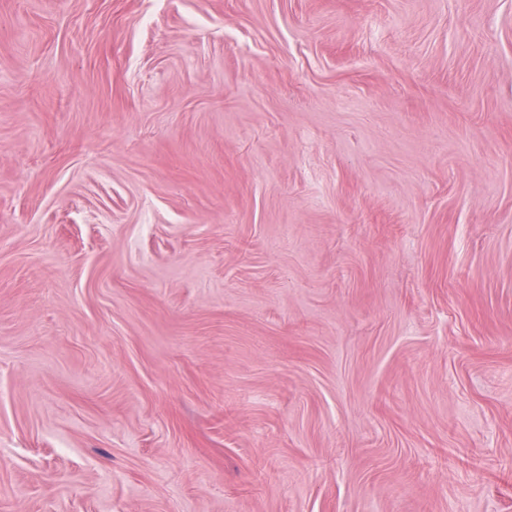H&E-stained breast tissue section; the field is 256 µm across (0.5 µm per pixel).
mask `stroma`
Segmentation results:
<instances>
[{
    "label": "stroma",
    "mask_w": 512,
    "mask_h": 512,
    "mask_svg": "<svg viewBox=\"0 0 512 512\" xmlns=\"http://www.w3.org/2000/svg\"><path fill=\"white\" fill-rule=\"evenodd\" d=\"M0 512H512V0H0Z\"/></svg>",
    "instance_id": "1"
}]
</instances>
